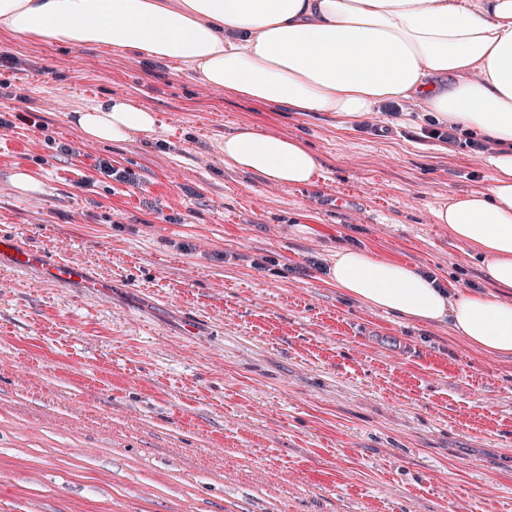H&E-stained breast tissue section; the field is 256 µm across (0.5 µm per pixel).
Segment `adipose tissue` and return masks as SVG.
I'll return each mask as SVG.
<instances>
[{
    "label": "adipose tissue",
    "instance_id": "adipose-tissue-1",
    "mask_svg": "<svg viewBox=\"0 0 512 512\" xmlns=\"http://www.w3.org/2000/svg\"><path fill=\"white\" fill-rule=\"evenodd\" d=\"M0 33L173 62L252 104L329 112L344 127L385 103L415 101L440 124L494 140L488 184L432 211L480 256L491 292L357 246L336 248L322 277L368 309L445 324L474 349L512 356V0H0ZM73 122L100 143L157 124L118 94ZM223 151L271 184L303 186L321 168L301 140L250 122L225 135Z\"/></svg>",
    "mask_w": 512,
    "mask_h": 512
}]
</instances>
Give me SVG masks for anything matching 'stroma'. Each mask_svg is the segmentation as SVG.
Instances as JSON below:
<instances>
[{
  "mask_svg": "<svg viewBox=\"0 0 512 512\" xmlns=\"http://www.w3.org/2000/svg\"><path fill=\"white\" fill-rule=\"evenodd\" d=\"M0 233L84 264L63 288L0 267V512H512V357L361 307L321 278L365 246L487 291L430 210L488 184L414 102L351 130L272 112L163 62L0 36ZM125 95L155 134L86 140ZM257 122L316 152L308 186L225 161ZM72 145L65 154L61 144ZM126 171L117 181L98 161ZM42 192L18 191L16 169Z\"/></svg>",
  "mask_w": 512,
  "mask_h": 512,
  "instance_id": "stroma-1",
  "label": "stroma"
}]
</instances>
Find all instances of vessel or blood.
Here are the masks:
<instances>
[{"instance_id": "1", "label": "vessel or blood", "mask_w": 512, "mask_h": 512, "mask_svg": "<svg viewBox=\"0 0 512 512\" xmlns=\"http://www.w3.org/2000/svg\"><path fill=\"white\" fill-rule=\"evenodd\" d=\"M30 271L58 286L90 285L87 269L69 259H57L0 234V263Z\"/></svg>"}]
</instances>
